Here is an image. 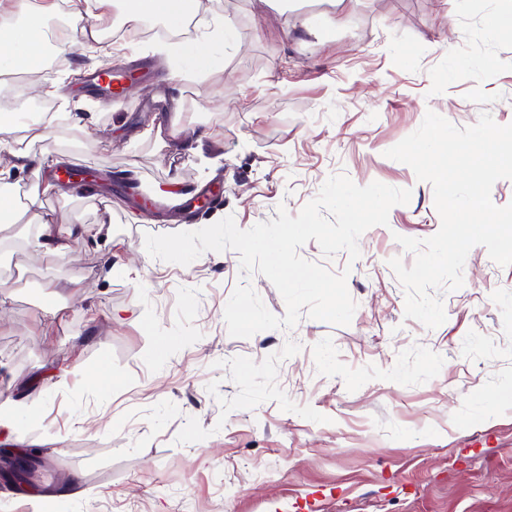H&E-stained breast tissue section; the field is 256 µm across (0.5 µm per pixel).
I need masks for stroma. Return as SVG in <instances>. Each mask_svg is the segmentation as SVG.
I'll list each match as a JSON object with an SVG mask.
<instances>
[{
  "instance_id": "1",
  "label": "stroma",
  "mask_w": 512,
  "mask_h": 512,
  "mask_svg": "<svg viewBox=\"0 0 512 512\" xmlns=\"http://www.w3.org/2000/svg\"><path fill=\"white\" fill-rule=\"evenodd\" d=\"M55 2L44 35L61 52L0 85L62 116L47 140L16 133L43 175L79 156L103 176L68 179L44 218L111 234L55 257L36 225L0 233V402L17 410L0 448L41 461L31 487L0 480V512H512V266L473 247L463 286L438 292L445 322L406 317L389 261L412 265L399 237L441 220L432 185L386 156L430 110L460 128L484 112L512 124V35L489 29L512 0H201L175 42L109 13L91 45ZM218 20L232 42L186 63L181 47ZM131 60L124 97L84 92ZM339 173L412 192L360 236L357 260L299 249L346 273L349 325L304 315L233 337L224 308L240 282L285 315L266 277L242 275L231 249L186 266L145 250L149 233L298 214ZM207 186L220 203L185 216Z\"/></svg>"
}]
</instances>
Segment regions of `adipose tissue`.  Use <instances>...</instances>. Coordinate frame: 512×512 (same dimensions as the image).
<instances>
[{"label":"adipose tissue","mask_w":512,"mask_h":512,"mask_svg":"<svg viewBox=\"0 0 512 512\" xmlns=\"http://www.w3.org/2000/svg\"><path fill=\"white\" fill-rule=\"evenodd\" d=\"M70 22L79 27L85 40L100 42V30L93 20L111 8H121L126 22L135 23L146 17L161 19L167 26L177 27L181 18L175 9V0H71ZM53 0H48L41 10H33L29 0H0V75L33 74L40 70L44 49L39 37L43 22L53 12ZM21 114L17 111L0 113V152L11 153L15 158L31 165L35 180L23 206L14 205L11 195L0 190V231L19 222L39 223L40 234L36 241L46 252L66 254L74 240L83 238V225L57 226L43 220L40 214L42 200L56 188L54 182L41 176L43 162L17 148L15 133L20 127Z\"/></svg>","instance_id":"ef3b65f1"}]
</instances>
